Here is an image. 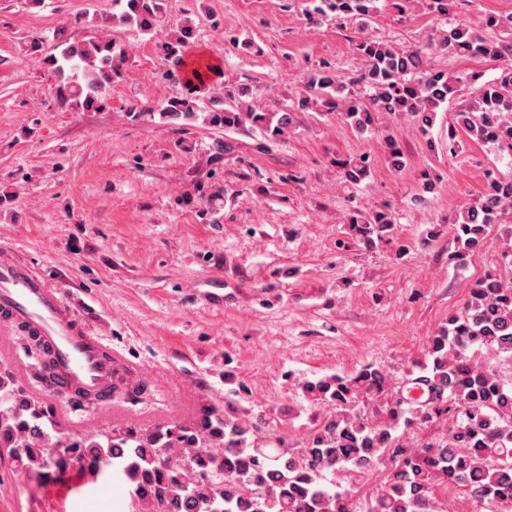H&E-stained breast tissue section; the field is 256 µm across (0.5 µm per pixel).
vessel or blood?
<instances>
[{"mask_svg": "<svg viewBox=\"0 0 512 512\" xmlns=\"http://www.w3.org/2000/svg\"><path fill=\"white\" fill-rule=\"evenodd\" d=\"M18 325L41 336L56 354L55 376L43 382L44 391L83 393L108 406L112 358L103 340L82 325L72 302L18 259L0 252V326Z\"/></svg>", "mask_w": 512, "mask_h": 512, "instance_id": "obj_1", "label": "vessel or blood"}]
</instances>
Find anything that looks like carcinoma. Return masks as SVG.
<instances>
[{
	"label": "carcinoma",
	"instance_id": "cac0c4a2",
	"mask_svg": "<svg viewBox=\"0 0 512 512\" xmlns=\"http://www.w3.org/2000/svg\"><path fill=\"white\" fill-rule=\"evenodd\" d=\"M376 0H320L314 13L332 14L364 26L373 17ZM428 13L447 19L461 0H420ZM120 11L111 21L146 34L153 30L163 0H115ZM481 31L458 24L428 39L427 49H400L361 37L355 49L365 59L364 75L348 85L323 64L308 85L309 93L343 112L364 128L373 112L406 113L423 126L432 113L456 97L463 81L423 65L425 51L448 57H480L500 64L499 77L481 84L457 112L460 127L476 140L512 154V15L490 16ZM193 27L180 26L163 45L169 80L184 74ZM125 52L106 35L61 44L60 54L47 58L56 77L59 106L74 111L97 109L120 71ZM212 122L226 127L242 123V107L229 93ZM196 97L173 98L159 115L171 121L195 114ZM252 125L277 136L291 115L273 119L249 111ZM512 208V181L490 176L479 203L461 212L450 227L458 243L453 259L465 264L468 254L483 246L486 228L499 223ZM393 224L378 212L361 232L372 244ZM489 351L512 362V276L488 275L475 282L457 314L430 338L424 358L412 362L409 376L393 384L380 368L366 366L353 376L333 375L306 381V396L336 407L311 431L307 445L288 449L260 447L262 418H252L229 396L224 411L209 409L199 421L135 426L81 436H67L39 399L27 394L8 371L0 372V448L27 469L57 464L96 476L104 464H116L133 486L134 512H355L352 488L325 484L327 473L363 475L387 470L384 484L366 500L365 512H446L441 502L448 489L461 488L476 512H512V384L482 362ZM144 388L114 375L112 396L129 399ZM361 400L377 403L376 417L360 408ZM443 424L431 441L400 443L397 432Z\"/></svg>",
	"mask_w": 512,
	"mask_h": 512
}]
</instances>
